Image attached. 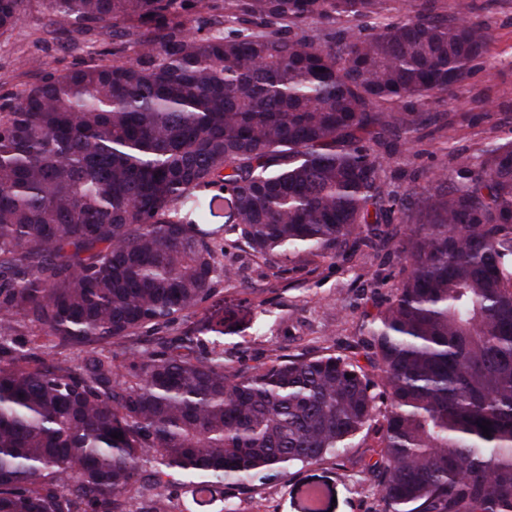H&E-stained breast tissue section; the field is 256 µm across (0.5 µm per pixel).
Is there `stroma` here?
<instances>
[{"instance_id":"35a3bbf8","label":"stroma","mask_w":512,"mask_h":512,"mask_svg":"<svg viewBox=\"0 0 512 512\" xmlns=\"http://www.w3.org/2000/svg\"><path fill=\"white\" fill-rule=\"evenodd\" d=\"M469 21L491 40L469 81L434 105L436 119L397 147L383 176L391 189L427 195L437 174L456 180L461 158L512 140V0H467ZM51 20L43 0H30L12 30L0 36V98L16 97L48 74L76 67L83 54L65 40L43 41ZM223 263L233 280H219L216 296L188 322L223 320L231 366H249L288 354H352L367 316L403 277L393 248L367 250L351 259L312 258L269 266L253 261L244 244L226 246ZM265 321L262 330L250 319ZM378 436L368 432L336 461L292 469L288 477L241 490L232 482L214 489L203 512H304L307 484L317 483L321 512H382L368 467L379 457Z\"/></svg>"}]
</instances>
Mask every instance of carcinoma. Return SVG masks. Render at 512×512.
I'll return each instance as SVG.
<instances>
[{
  "mask_svg": "<svg viewBox=\"0 0 512 512\" xmlns=\"http://www.w3.org/2000/svg\"><path fill=\"white\" fill-rule=\"evenodd\" d=\"M45 5L68 46L120 22L123 47L0 108V512H157L132 495L149 464L153 501L194 499L202 478L246 488L371 429L383 512H512V140L422 198L382 176L384 145L432 120L406 108L484 53L465 0L375 26L389 0H191L203 36L178 0ZM27 6L0 0V35ZM221 198L224 232L269 263L404 224V277L353 355L237 370L186 326L232 277L206 224ZM161 327L176 335L136 347ZM24 334L57 358L13 353Z\"/></svg>",
  "mask_w": 512,
  "mask_h": 512,
  "instance_id": "carcinoma-1",
  "label": "carcinoma"
}]
</instances>
